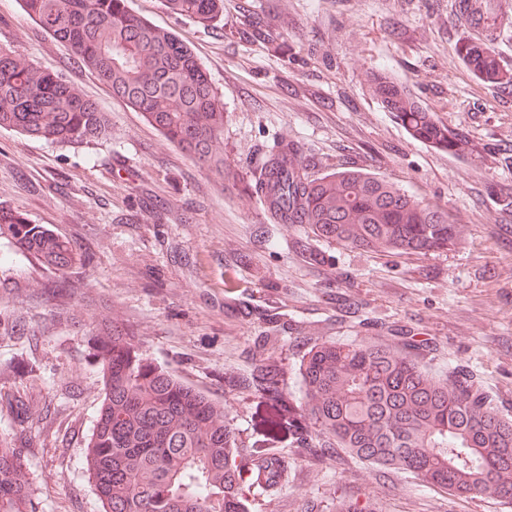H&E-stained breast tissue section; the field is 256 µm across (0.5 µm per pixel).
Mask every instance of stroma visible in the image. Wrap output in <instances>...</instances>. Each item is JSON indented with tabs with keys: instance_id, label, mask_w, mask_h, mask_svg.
Masks as SVG:
<instances>
[{
	"instance_id": "35a3bbf8",
	"label": "stroma",
	"mask_w": 512,
	"mask_h": 512,
	"mask_svg": "<svg viewBox=\"0 0 512 512\" xmlns=\"http://www.w3.org/2000/svg\"><path fill=\"white\" fill-rule=\"evenodd\" d=\"M153 24L186 36L224 102L223 168L185 156L113 97L74 53L0 0V47L77 84L110 120L107 136L56 146L0 129V207L26 213L88 259L64 275L0 238V436L22 451L36 512H100L83 460L100 406L92 335L128 329L143 354L224 407L245 450L281 456L286 479L257 512H512L496 499L454 497L409 473L339 454L302 455L287 428L269 432L270 402L226 388L249 375L255 349L301 400L296 364L313 342L362 340L371 330L337 317V274L359 316L415 328L436 347L429 374L477 370L512 418V26L495 41L502 85L479 79L455 47L477 32L454 0H224L209 26L165 0H130ZM258 22L267 41L241 31ZM397 77L454 132L493 144L485 164L414 140L376 100L369 77ZM321 175L371 171L451 210L462 241L433 254L366 252L272 224L258 187L283 145ZM322 264H308L306 250ZM358 316V317H359Z\"/></svg>"
}]
</instances>
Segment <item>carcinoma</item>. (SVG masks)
Segmentation results:
<instances>
[{"label":"carcinoma","instance_id":"cac0c4a2","mask_svg":"<svg viewBox=\"0 0 512 512\" xmlns=\"http://www.w3.org/2000/svg\"><path fill=\"white\" fill-rule=\"evenodd\" d=\"M168 9L207 26L224 0H165ZM28 15L68 45L112 95L140 113L195 162L224 166L216 144L224 104L189 40L134 13L128 0H23ZM459 14L485 32L458 52L496 82L497 33L512 23L500 0H457ZM370 87L416 140L451 154L469 147L389 76ZM108 119L82 90L0 47V129L59 145L101 137ZM273 155L259 185L273 224H307L320 238L373 252L430 254L455 246L456 216L401 186L355 169L314 176ZM0 238L61 273L81 263L70 243L18 211L0 207ZM102 378L85 464L104 512H251L243 489L259 494L284 479L279 457L245 454L224 407L154 365L114 324L95 336ZM305 402L288 403L273 427L288 423L298 447L336 448L384 470L411 473L458 497L488 495L512 504V419L458 364L444 380L429 375L409 331L392 344L314 343L297 366ZM260 399L280 398L278 373L256 366L242 381ZM0 512H36L20 451L0 439Z\"/></svg>","mask_w":512,"mask_h":512}]
</instances>
